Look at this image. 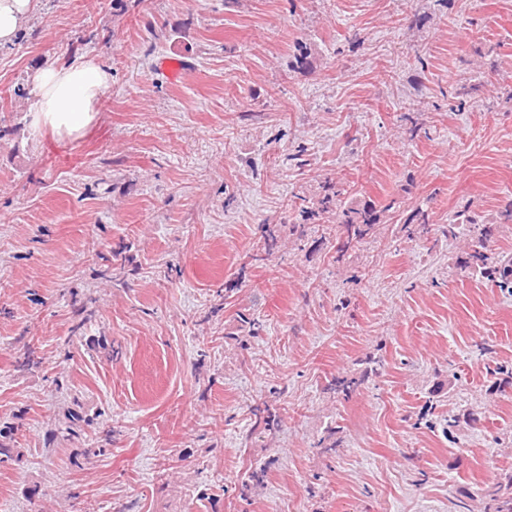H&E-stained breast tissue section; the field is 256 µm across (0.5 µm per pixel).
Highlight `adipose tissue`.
Masks as SVG:
<instances>
[{
	"instance_id": "adipose-tissue-1",
	"label": "adipose tissue",
	"mask_w": 512,
	"mask_h": 512,
	"mask_svg": "<svg viewBox=\"0 0 512 512\" xmlns=\"http://www.w3.org/2000/svg\"><path fill=\"white\" fill-rule=\"evenodd\" d=\"M33 121L61 139L85 137L97 124L100 102L112 84L108 65L96 59L50 66L33 78Z\"/></svg>"
}]
</instances>
